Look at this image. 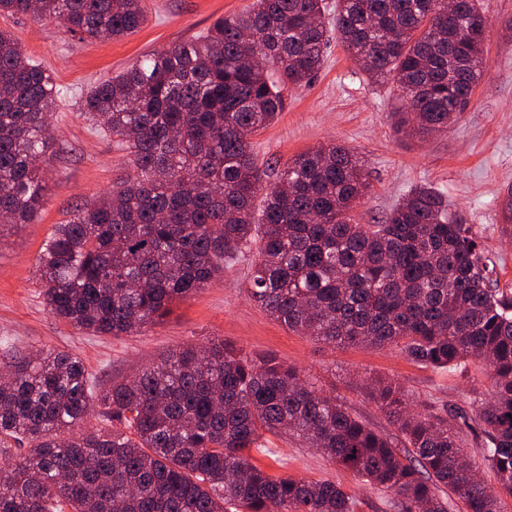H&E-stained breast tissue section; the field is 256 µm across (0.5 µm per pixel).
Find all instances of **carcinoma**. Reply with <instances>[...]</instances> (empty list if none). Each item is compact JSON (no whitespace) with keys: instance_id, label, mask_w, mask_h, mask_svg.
Returning <instances> with one entry per match:
<instances>
[{"instance_id":"obj_1","label":"carcinoma","mask_w":512,"mask_h":512,"mask_svg":"<svg viewBox=\"0 0 512 512\" xmlns=\"http://www.w3.org/2000/svg\"><path fill=\"white\" fill-rule=\"evenodd\" d=\"M325 0H254L205 34L144 56L81 93L79 109L129 150L136 177L76 210L43 244L50 311L97 336H132L202 291L260 243L250 294L287 330L328 346L395 347L435 370H489L471 391L483 435L468 462L459 432L380 381L370 396L404 438L396 447L293 366L223 341L164 354L93 395L66 351L0 359V512H354L335 482L278 477L251 462L263 434L320 449L391 496L398 512H500L475 468L512 495V296L476 234L432 185L382 224L354 210L365 165L329 143L297 155L271 185L249 137L285 111L288 87L323 64ZM86 42L122 39L145 0H0ZM481 0H336L331 29L375 83L393 80L396 133L448 131L486 66ZM60 89L0 29V222L30 224L51 161ZM97 411L100 428L75 431Z\"/></svg>"}]
</instances>
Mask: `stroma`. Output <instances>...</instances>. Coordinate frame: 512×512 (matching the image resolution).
Returning a JSON list of instances; mask_svg holds the SVG:
<instances>
[{"label": "stroma", "mask_w": 512, "mask_h": 512, "mask_svg": "<svg viewBox=\"0 0 512 512\" xmlns=\"http://www.w3.org/2000/svg\"><path fill=\"white\" fill-rule=\"evenodd\" d=\"M149 17L135 35L89 43L24 14L0 17L24 52L47 67L61 90L50 121L55 142L47 190L30 224H0V341L12 351L45 348L79 356L96 390L133 376L169 349L223 340L251 356H277L311 382L346 399L372 428L401 444L402 436L369 396L372 380H393L416 406L447 418L470 413V392L488 387L486 368L471 362L448 374L421 366L396 349L331 347L290 332L248 294L256 250L245 251L205 290L181 301L157 324L134 336H95L54 317L37 280L38 256L55 225L75 209L132 176L128 151L86 115L77 97L109 80L141 56L205 33L221 16L248 10L253 0H146ZM491 28L487 69L471 103L448 132L423 139L394 133L392 84H374L338 41H330L310 84L288 91L287 108L250 141L263 165L280 171L299 153L330 142L345 145L365 164L372 190L355 211L361 224L385 221L413 187L431 184L448 195L496 264L500 287L512 290V224L500 202L512 189V0H485ZM252 462L275 476L328 479L355 498L356 512H392L387 493L332 463L317 449L285 434H265Z\"/></svg>", "instance_id": "1"}]
</instances>
